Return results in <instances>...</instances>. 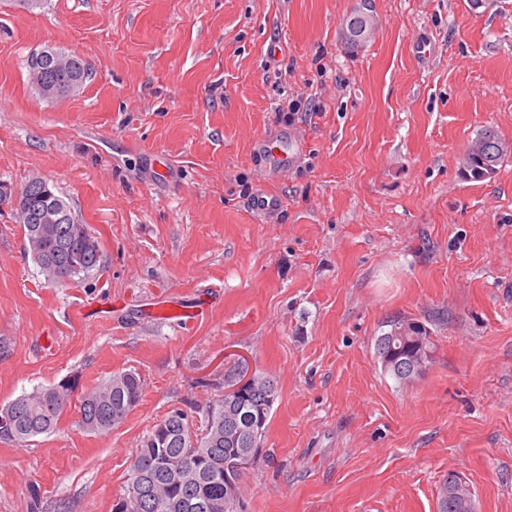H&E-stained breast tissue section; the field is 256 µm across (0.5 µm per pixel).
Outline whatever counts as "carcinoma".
<instances>
[{
    "mask_svg": "<svg viewBox=\"0 0 512 512\" xmlns=\"http://www.w3.org/2000/svg\"><path fill=\"white\" fill-rule=\"evenodd\" d=\"M375 18L363 6L354 8L345 18L343 40L354 51L364 41L350 31V21L358 17ZM71 68L60 71L45 68L40 79L47 85L65 87L74 81H85L88 64L72 55ZM506 146L498 133L486 128L466 150L462 169L465 177L483 180L495 174L505 155ZM68 217L53 225L30 253L39 268L50 265L56 270V285L63 286L79 276H87L100 261L98 241L84 239ZM390 330L375 341L376 358H391L389 373L397 382H407L404 370L410 352L426 349L434 352L435 342L424 326L402 318L389 322ZM258 375L265 386L247 391L238 414L225 420L224 399H212L199 409L204 432L194 428V416L176 408L141 439L129 467L128 486L119 497L133 498V512H224L228 483L225 469L243 448L253 449L258 456L261 439L277 398L274 381L263 371ZM77 381L61 382L25 393L11 401L12 434L1 435L0 441L25 445L30 439L53 432L63 414L72 407L80 426L91 433H102L122 423L140 402L144 385L132 371L112 375L95 388L77 392ZM437 512H475L473 493L452 496L439 488Z\"/></svg>",
    "mask_w": 512,
    "mask_h": 512,
    "instance_id": "obj_1",
    "label": "carcinoma"
}]
</instances>
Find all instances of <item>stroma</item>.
Instances as JSON below:
<instances>
[{
    "instance_id": "obj_1",
    "label": "stroma",
    "mask_w": 512,
    "mask_h": 512,
    "mask_svg": "<svg viewBox=\"0 0 512 512\" xmlns=\"http://www.w3.org/2000/svg\"><path fill=\"white\" fill-rule=\"evenodd\" d=\"M359 2L0 0V181L42 177L102 254L49 284L0 205V406L144 381L111 431L0 443V512H112L140 439L240 359L279 392L246 512H437L451 473L512 512V153L461 166L486 127L512 144V0H370L351 53ZM48 46L89 63L79 95L31 86ZM397 317L436 343L405 384L375 356ZM371 10H366L363 8V4L360 3V5L356 8H354L349 15L345 18L344 24H343V40L344 44L347 47V49L354 51L358 49L359 47H362L366 40L358 39V37L363 36L366 33V26L365 24L362 26H359L357 29L354 30L355 34L358 35L356 37L354 34L350 31V21L352 19H357L359 16H363L366 18V20L371 21L373 23L372 29H374V25H376L375 18L373 16H370L368 12ZM506 151V146L495 130L491 128L482 130L463 156V174L466 178L473 180L492 177Z\"/></svg>"
}]
</instances>
